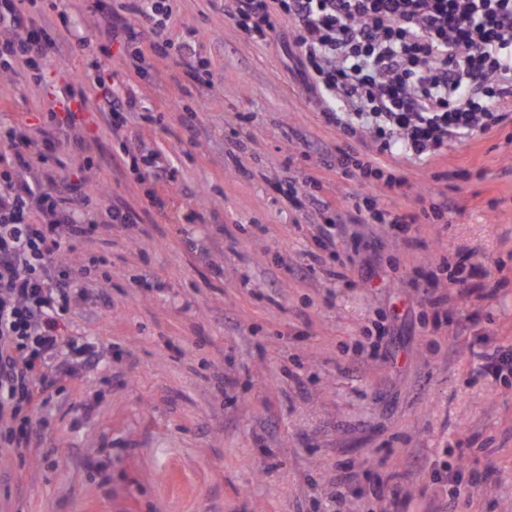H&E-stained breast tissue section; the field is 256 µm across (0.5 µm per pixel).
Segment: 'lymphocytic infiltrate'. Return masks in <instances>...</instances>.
Masks as SVG:
<instances>
[{
	"label": "lymphocytic infiltrate",
	"mask_w": 512,
	"mask_h": 512,
	"mask_svg": "<svg viewBox=\"0 0 512 512\" xmlns=\"http://www.w3.org/2000/svg\"><path fill=\"white\" fill-rule=\"evenodd\" d=\"M156 36L155 54L178 56L189 75L203 65L192 42L167 37L165 0L139 11ZM228 14L249 38L266 41L291 21L304 80L329 104L324 116L345 136L369 137L376 152L428 160L457 142L502 126L512 115V0H230ZM0 57L32 69L47 66L65 44L35 0H0ZM67 86L62 112H48L45 133L68 140L74 107L105 82L100 61ZM11 157L0 168V454L22 455L47 407L78 368L93 367V347L70 332L75 298L90 270L62 261L63 252L97 229L90 197L58 187L49 156L23 126H0ZM363 187L352 209L408 232L447 224L457 210L445 196L410 212L377 208V184L402 191L404 178L341 152Z\"/></svg>",
	"instance_id": "obj_1"
}]
</instances>
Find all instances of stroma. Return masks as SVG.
Wrapping results in <instances>:
<instances>
[{
  "instance_id": "obj_1",
  "label": "stroma",
  "mask_w": 512,
  "mask_h": 512,
  "mask_svg": "<svg viewBox=\"0 0 512 512\" xmlns=\"http://www.w3.org/2000/svg\"><path fill=\"white\" fill-rule=\"evenodd\" d=\"M95 2L65 5L114 88L92 90L52 170L99 220L133 221L65 255L100 290L71 324L99 366L68 382L25 463L0 460V512H382L393 493L431 512L455 486L472 491L467 512H512V374H471L512 339V123L426 163L380 155L326 121L289 21L252 40L226 0H169V37L195 33L207 63L196 81L153 54L140 0ZM110 24L134 27V45ZM89 63L64 46L41 71L0 66V124L38 126ZM115 92L139 102L117 131ZM344 145L405 178L375 189L379 208L432 191L457 213L406 235L354 220L362 187L325 162ZM141 146L171 168L163 190L122 168ZM312 177L329 215L284 196ZM329 219L354 253L312 262Z\"/></svg>"
}]
</instances>
